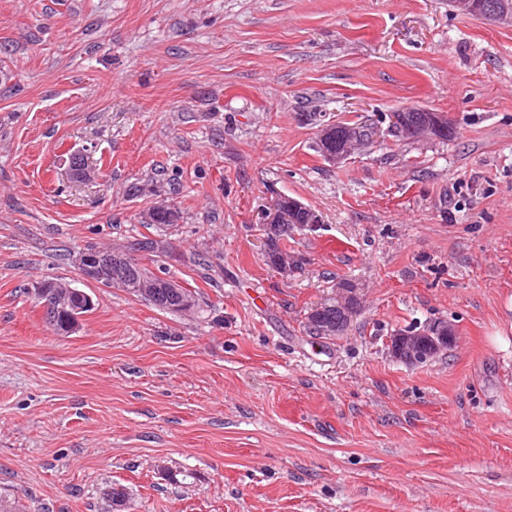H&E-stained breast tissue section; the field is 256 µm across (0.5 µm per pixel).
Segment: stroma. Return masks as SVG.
<instances>
[{"mask_svg":"<svg viewBox=\"0 0 512 512\" xmlns=\"http://www.w3.org/2000/svg\"><path fill=\"white\" fill-rule=\"evenodd\" d=\"M400 108L447 141L388 136ZM380 142L332 164L321 128ZM98 168L72 181L67 157ZM322 222L270 268L272 193ZM180 212L159 311L75 258ZM347 330L307 333L340 280ZM44 280L95 306L49 329ZM456 341L409 366L396 331ZM512 512V27L448 0H0V499L17 512ZM427 112H430L427 117ZM401 114H404V119L406 121V125L408 126H418L421 123L424 122L425 117L426 122L422 127H419L417 130L415 128H411V132L414 134V136L423 135L428 138H435L437 134L445 132L446 128L448 127V123H446V120H448V115L444 113L439 112H431V111H412V112H400ZM454 129L452 126L440 135L438 138L442 141H447L448 138L452 137L454 134ZM335 138L333 140L334 147L342 148L349 152L354 144L373 145L376 141L373 136L379 129L371 123L367 122H338L334 124ZM146 211H152L150 222H143L146 226L167 228L173 224H177L180 219V212L174 206L168 204L153 205ZM420 328L421 327L415 326L399 331H413L418 330ZM437 332L439 336L436 337L441 343H445L447 341V338L455 339L456 337L455 329L452 324L448 323V321H434L430 325L421 328L420 330L413 334L402 332L398 336H394L393 338L390 337L387 344L389 354L394 359L404 362L410 366H419L426 364L432 359H434L439 353L438 351L433 353L428 352V350L425 348V344L427 343L426 337H431L430 335L432 333ZM400 347L402 348V356L397 352L398 348Z\"/></svg>","mask_w":512,"mask_h":512,"instance_id":"1","label":"stroma"}]
</instances>
